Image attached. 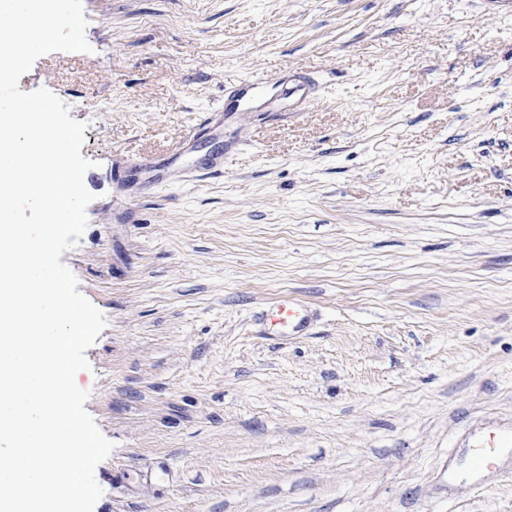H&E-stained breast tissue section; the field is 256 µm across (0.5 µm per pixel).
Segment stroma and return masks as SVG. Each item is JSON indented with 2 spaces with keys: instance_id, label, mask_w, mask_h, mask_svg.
I'll list each match as a JSON object with an SVG mask.
<instances>
[{
  "instance_id": "stroma-1",
  "label": "stroma",
  "mask_w": 512,
  "mask_h": 512,
  "mask_svg": "<svg viewBox=\"0 0 512 512\" xmlns=\"http://www.w3.org/2000/svg\"><path fill=\"white\" fill-rule=\"evenodd\" d=\"M82 2L89 51L19 88L88 124L61 261L106 319L79 373L114 444L93 512H512V477L446 479L467 427L512 420V16ZM266 72L260 107L229 102ZM285 298L302 335L268 329ZM266 317L268 325L280 336L302 335L311 321L310 311L293 300L274 303L267 310Z\"/></svg>"
}]
</instances>
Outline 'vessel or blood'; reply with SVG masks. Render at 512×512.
Instances as JSON below:
<instances>
[{
	"label": "vessel or blood",
	"mask_w": 512,
	"mask_h": 512,
	"mask_svg": "<svg viewBox=\"0 0 512 512\" xmlns=\"http://www.w3.org/2000/svg\"><path fill=\"white\" fill-rule=\"evenodd\" d=\"M267 323L282 336H299L311 321L303 305L283 300L269 307ZM462 454L470 463L471 487H481L487 474L507 476L505 460H512V422L482 424L469 429L461 441Z\"/></svg>",
	"instance_id": "vessel-or-blood-1"
}]
</instances>
